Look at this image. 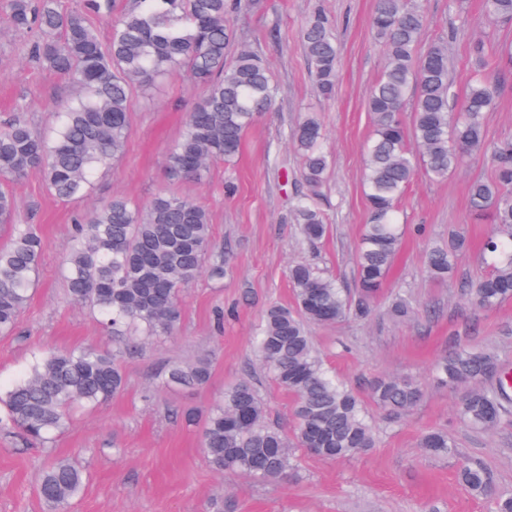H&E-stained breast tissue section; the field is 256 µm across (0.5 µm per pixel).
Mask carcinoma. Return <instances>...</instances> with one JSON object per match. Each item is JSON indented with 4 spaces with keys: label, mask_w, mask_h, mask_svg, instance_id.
Wrapping results in <instances>:
<instances>
[{
    "label": "carcinoma",
    "mask_w": 512,
    "mask_h": 512,
    "mask_svg": "<svg viewBox=\"0 0 512 512\" xmlns=\"http://www.w3.org/2000/svg\"><path fill=\"white\" fill-rule=\"evenodd\" d=\"M115 0H80L64 9L59 0H10L6 22L33 32L29 54L43 67L68 76L76 95L58 114L49 135L17 119L0 127V180L9 182L32 170L44 174L59 199L89 194L96 172L119 158L130 134L134 90L184 71L202 94L186 114L180 137L167 154L169 176L198 181L212 163L233 161L245 132L272 109L277 88L266 61L241 48L227 53L236 39L232 17L254 0H127L102 38L92 18L112 14ZM493 25L512 24V0H484ZM425 13L422 0H377L371 28L387 58L371 88L367 107L372 134L364 159L367 221L356 251V289L343 287L307 262L289 268L295 307L272 305L262 316L255 339L261 363L275 382L294 397V428L288 434L264 421V407L248 383L224 391L203 417L201 443L219 471L258 479L276 478L292 468L291 449L315 448L326 460H341L376 447V437L358 393L331 378L318 357L308 327L347 317L368 318L402 242L399 203L418 166L433 180H445L468 160L489 152L493 175L469 186L472 214L492 224L482 246L491 270L461 285L477 309L512 299V137L486 145L485 116L501 81L512 75V44L495 48L498 77H486L487 43L471 45L474 76L461 106L450 105L448 47L435 42L419 48ZM299 41L321 96L332 95L338 48L326 16L317 11L299 31ZM411 108V124L403 119ZM303 165L306 190L292 210L304 240L314 244L327 232L321 188L329 159L324 129L315 112H305L290 133ZM16 199L0 186V224H10L9 245L0 247V334H11L36 287L42 252L37 226L17 224ZM471 242L462 231L428 247L425 272L435 281L454 276ZM67 294L88 304L114 336H160L180 321L181 288L206 271L224 277V250L212 238L208 209L196 199L159 193L146 207L114 196L75 219L70 252L64 258ZM496 356L482 347L454 348L435 365L437 384L461 392L456 410L464 424L488 429L512 418V394L496 373ZM208 363L177 364L167 374L172 385H202ZM124 387L116 354L96 350H50L26 374L0 391V425L47 446L67 427L75 407L104 402ZM422 384L411 377L387 375L373 380L369 397L395 421L420 402ZM419 448L448 456L455 445L443 430L422 435ZM476 496L492 494L490 473L466 465L459 473ZM83 470L67 459L53 460L39 494L59 509L83 491Z\"/></svg>",
    "instance_id": "1"
}]
</instances>
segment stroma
I'll list each match as a JSON object with an SVG mask.
<instances>
[{
  "label": "stroma",
  "instance_id": "35a3bbf8",
  "mask_svg": "<svg viewBox=\"0 0 512 512\" xmlns=\"http://www.w3.org/2000/svg\"><path fill=\"white\" fill-rule=\"evenodd\" d=\"M259 3L235 17L236 45L268 62L279 94L274 111L246 131L237 163L211 164L199 182L168 176L167 151L199 97L187 75L175 72L158 81L149 97L137 98L125 150L98 175L88 197L55 198L36 170L11 182L15 221L36 219L43 254L36 291L15 332L0 335L1 389L22 377L44 350L114 346L92 312L70 302L59 273L76 213L116 194L143 206L163 189L192 196L209 210L213 238L224 250V278L215 282L202 276L182 288L175 332L122 349L124 390L74 410L48 451L34 449L14 429L0 428V512H53L38 492L53 458L78 459L88 475L83 493L66 512H493L491 499L473 495L459 481L458 471L468 463L490 472L496 493L512 494V423L469 429L455 415L456 394L428 383L436 361L458 344L495 352L502 368L512 372V300L478 310L466 303L460 288L485 270L478 244L490 226L475 220L468 196L472 179L491 176L482 156L444 181L417 171L401 204L404 241L375 313L362 321L310 328L327 369L359 393H366L371 379L389 374L426 382L423 399L405 419L393 422L370 410L375 448L336 461L298 448L290 474L255 479L213 469L201 448L200 425L185 421L186 412L205 414L226 387L248 382L264 401L266 422L291 429L293 397L263 368L253 336L269 305H292L288 268L293 263L309 262L353 287L355 248L366 221L362 169L372 132L367 95L385 64L370 27L376 0ZM483 3L466 0L467 16L461 19L448 0H425L421 43L447 41L458 98L473 75L472 42L512 41V27L484 25ZM6 4L0 0V124L20 112L33 128L44 129L76 88L68 77L29 63L30 37L7 25ZM318 8L332 21L340 52L336 93L329 101L316 94L298 41L299 28ZM274 23L280 28L276 41L266 37ZM310 108L321 115L331 159L323 188L329 230L314 245L302 241L292 218L304 181L290 131ZM458 229L466 231L472 248L455 282L430 279L424 272L428 243ZM399 293L412 313L396 322L387 309ZM200 359L212 366L207 384L166 385L172 364ZM431 429L447 431L456 444L453 454L422 452L420 438Z\"/></svg>",
  "mask_w": 512,
  "mask_h": 512
}]
</instances>
